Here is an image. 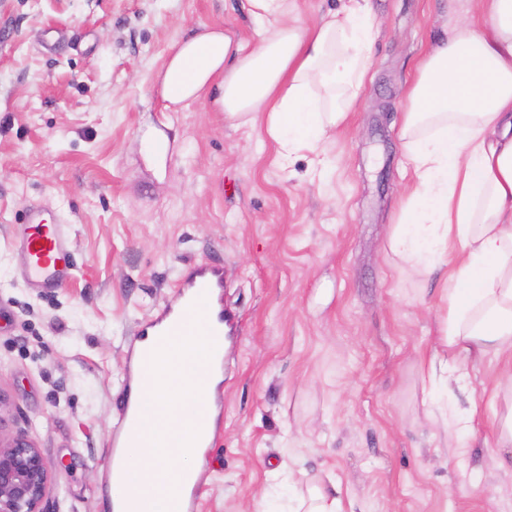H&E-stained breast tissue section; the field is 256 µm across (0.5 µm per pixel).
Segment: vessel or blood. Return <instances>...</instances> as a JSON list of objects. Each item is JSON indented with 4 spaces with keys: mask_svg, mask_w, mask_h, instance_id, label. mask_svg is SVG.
<instances>
[{
    "mask_svg": "<svg viewBox=\"0 0 512 512\" xmlns=\"http://www.w3.org/2000/svg\"><path fill=\"white\" fill-rule=\"evenodd\" d=\"M11 242L25 258L23 279L26 285L37 293H53L73 276L71 226L61 218L46 217L42 205L31 206L22 223L13 225ZM223 286L224 276L219 268L201 264L184 270L175 304L147 320L139 331L138 344L128 364L122 413L112 436V479L120 512L130 507L138 508L139 512H197V495L183 484L177 485L163 500L147 494L130 499L124 488V465L142 420L144 391L157 379L153 353L161 350L169 339L183 336L189 327L211 336L212 350L222 349L225 318L220 294Z\"/></svg>",
    "mask_w": 512,
    "mask_h": 512,
    "instance_id": "b4317fda",
    "label": "vessel or blood"
}]
</instances>
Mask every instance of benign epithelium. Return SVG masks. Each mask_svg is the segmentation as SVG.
<instances>
[{
  "mask_svg": "<svg viewBox=\"0 0 512 512\" xmlns=\"http://www.w3.org/2000/svg\"><path fill=\"white\" fill-rule=\"evenodd\" d=\"M52 479L40 448L21 435L0 434V512H43Z\"/></svg>",
  "mask_w": 512,
  "mask_h": 512,
  "instance_id": "1",
  "label": "benign epithelium"
}]
</instances>
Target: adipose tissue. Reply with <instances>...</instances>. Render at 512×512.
I'll return each mask as SVG.
<instances>
[{
	"instance_id": "ef3b65f1",
	"label": "adipose tissue",
	"mask_w": 512,
	"mask_h": 512,
	"mask_svg": "<svg viewBox=\"0 0 512 512\" xmlns=\"http://www.w3.org/2000/svg\"><path fill=\"white\" fill-rule=\"evenodd\" d=\"M257 45L246 48L224 31L202 27L179 43L160 80L163 101L179 105L210 97L228 118L266 115V134L282 157L317 150L346 119L370 70L377 19L370 0H348L342 12L304 22L296 0H248ZM481 8V23H465L436 44L406 91L403 147L413 185L388 247L415 274L452 255L445 279L447 314L431 362L459 372L487 355L512 359V0H463ZM209 337L192 333L162 352V379L153 383L147 428L208 414L199 370ZM498 412V439L512 446V374L473 403L463 428L483 409ZM130 489L169 495L197 481L198 451L131 450Z\"/></svg>"
}]
</instances>
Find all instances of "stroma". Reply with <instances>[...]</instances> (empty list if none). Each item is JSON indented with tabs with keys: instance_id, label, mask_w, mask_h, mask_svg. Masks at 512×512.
I'll return each instance as SVG.
<instances>
[{
	"instance_id": "obj_1",
	"label": "stroma",
	"mask_w": 512,
	"mask_h": 512,
	"mask_svg": "<svg viewBox=\"0 0 512 512\" xmlns=\"http://www.w3.org/2000/svg\"><path fill=\"white\" fill-rule=\"evenodd\" d=\"M373 67L320 153L280 162L263 122L159 75L198 27L254 45L247 0H0V432L55 465L44 512H110V445L139 326L186 266L224 270L236 324L197 512H258L295 478H332L354 512H512V447L425 416L421 362L447 309L444 272L388 251L412 168L403 90L462 21L455 0H371ZM168 135L162 163L145 153ZM35 203L73 227L76 272L23 282L10 230ZM507 368L489 356L433 393L458 413Z\"/></svg>"
}]
</instances>
